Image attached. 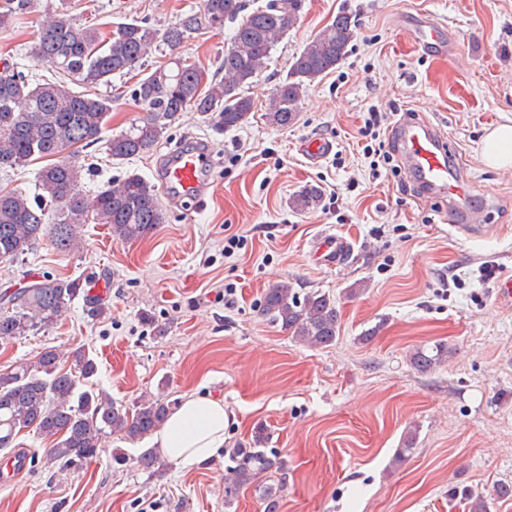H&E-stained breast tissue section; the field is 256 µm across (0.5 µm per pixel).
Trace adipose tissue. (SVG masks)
<instances>
[{
  "label": "adipose tissue",
  "mask_w": 512,
  "mask_h": 512,
  "mask_svg": "<svg viewBox=\"0 0 512 512\" xmlns=\"http://www.w3.org/2000/svg\"><path fill=\"white\" fill-rule=\"evenodd\" d=\"M231 417L223 399L205 395L189 397L169 415L157 431L154 443L170 460L185 464L204 462L215 449L223 447Z\"/></svg>",
  "instance_id": "obj_1"
}]
</instances>
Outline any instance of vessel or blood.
<instances>
[{
    "mask_svg": "<svg viewBox=\"0 0 512 512\" xmlns=\"http://www.w3.org/2000/svg\"><path fill=\"white\" fill-rule=\"evenodd\" d=\"M412 38L420 45H435L447 49L448 43L439 28L428 22L413 25ZM403 145V159L420 188L433 190L448 198V220L451 228L466 231L479 226V212L466 207L472 186L452 165L439 133L428 126L405 124L398 130ZM211 164L208 147L191 146L172 154L161 174L164 185L175 198L200 197L204 177Z\"/></svg>",
    "mask_w": 512,
    "mask_h": 512,
    "instance_id": "obj_1",
    "label": "vessel or blood"
}]
</instances>
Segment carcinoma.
<instances>
[{"label": "carcinoma", "mask_w": 512, "mask_h": 512, "mask_svg": "<svg viewBox=\"0 0 512 512\" xmlns=\"http://www.w3.org/2000/svg\"><path fill=\"white\" fill-rule=\"evenodd\" d=\"M33 6L34 0H0V32L10 30ZM303 9L304 0H265L252 11L246 0H201L199 10L182 14L162 30L133 20L117 24L108 35L63 9L47 10L30 54L35 63L61 71L63 79L34 84L13 67L0 69V168L47 161L38 172L40 194L31 198L20 190L0 189V262L19 259L43 237L62 250L78 251L81 242L75 228L80 224H106L113 240L128 243L147 237L165 221L156 186L137 173L103 186L93 200H85L79 149L100 139L112 112V99L85 89L128 74L157 47L169 51L171 66H158L134 84L131 96L144 115L112 136L108 150L114 161L149 153L188 109L219 131L237 128L254 109L244 88L298 23ZM226 21L237 26L219 65L222 78L214 75L209 80L205 70L182 58L180 50L193 34L222 27ZM356 30L357 20L341 11L292 58L270 98L267 115L272 124L285 128L297 122L303 92L344 62ZM76 86L80 90H74ZM320 200V190L311 186L293 196L292 206L305 212ZM49 207L59 214L56 224L45 221ZM78 297L84 298L91 315L106 313L105 303L91 297L78 279L43 276L12 292H0V340L53 328ZM261 312L310 347H330L339 337L336 300L328 293L301 296L291 285L278 284L265 293ZM446 354L442 345L430 351L417 349L410 362L426 370ZM97 372L96 360L81 349L65 357L47 349L33 364L0 372V450L11 449L19 433L33 431L51 440L44 451L46 464L67 470L97 458L102 440L112 434L134 442L163 425L171 413L169 404L159 399L131 406L119 403L93 388ZM266 442L267 435L260 430L251 441L224 449V505L278 468L277 456L264 448ZM138 465L154 472L165 462L148 448Z\"/></svg>", "instance_id": "obj_1"}]
</instances>
